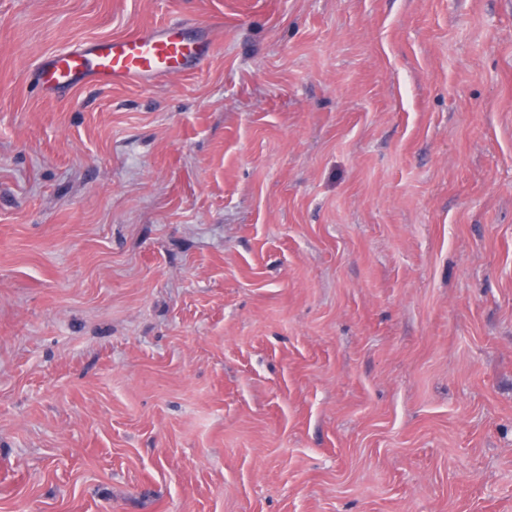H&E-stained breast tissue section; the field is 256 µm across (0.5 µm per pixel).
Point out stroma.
Here are the masks:
<instances>
[{
    "instance_id": "obj_1",
    "label": "stroma",
    "mask_w": 512,
    "mask_h": 512,
    "mask_svg": "<svg viewBox=\"0 0 512 512\" xmlns=\"http://www.w3.org/2000/svg\"><path fill=\"white\" fill-rule=\"evenodd\" d=\"M0 512H512V0H0ZM214 41L169 22L132 34L58 50L36 65L35 89L46 99L83 85L110 87L167 78L198 67Z\"/></svg>"
}]
</instances>
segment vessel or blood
Instances as JSON below:
<instances>
[{
	"instance_id": "b4317fda",
	"label": "vessel or blood",
	"mask_w": 512,
	"mask_h": 512,
	"mask_svg": "<svg viewBox=\"0 0 512 512\" xmlns=\"http://www.w3.org/2000/svg\"><path fill=\"white\" fill-rule=\"evenodd\" d=\"M214 42L178 22L56 51L35 68L39 95L53 99L83 85L110 87L167 78L198 67Z\"/></svg>"
}]
</instances>
